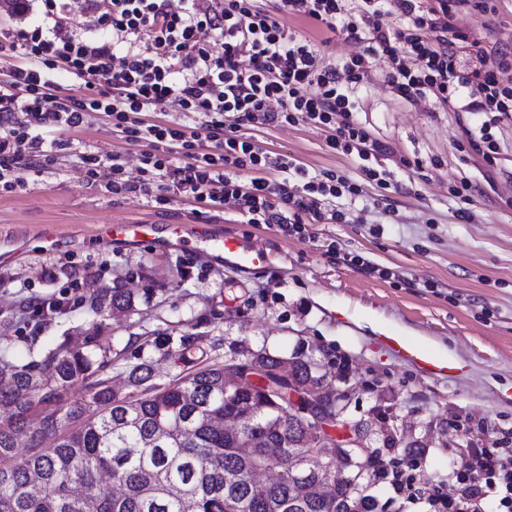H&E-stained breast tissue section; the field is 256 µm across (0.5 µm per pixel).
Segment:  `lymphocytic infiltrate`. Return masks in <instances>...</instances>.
Masks as SVG:
<instances>
[{
    "instance_id": "1",
    "label": "lymphocytic infiltrate",
    "mask_w": 512,
    "mask_h": 512,
    "mask_svg": "<svg viewBox=\"0 0 512 512\" xmlns=\"http://www.w3.org/2000/svg\"><path fill=\"white\" fill-rule=\"evenodd\" d=\"M381 3L362 0L348 15L343 0H109L98 22L112 37L101 41L78 33L68 0H43L50 27L0 23V56L14 60L0 81V191L27 187L15 166L19 157L52 163L65 147L55 131L80 128L101 112L128 141L149 142L150 149L133 172L121 155L81 153L87 178L106 166L112 192L159 190L228 204L248 223L312 238V225L346 222L336 201L359 195V185L332 170L309 174L288 155L259 147L245 130L300 123L320 129L329 148L358 156L366 180L384 184L389 148L354 118L355 92L376 58L388 60L385 80L399 98L430 94L488 114L468 131L466 144L494 163L491 129L512 114V57L496 52L472 76L455 58L456 46L470 40L456 24L458 11L487 13L492 0H437L429 9L419 0H396L403 19L397 27L385 22ZM285 16L364 44L365 51L340 69L322 64L309 37L285 28ZM204 31L221 51L201 42ZM55 70L78 80V94L53 93ZM161 105L183 112L185 122L145 123L144 113ZM489 501L498 512H512V458L497 448L474 449L469 473H457L452 492L430 498L438 512H485Z\"/></svg>"
}]
</instances>
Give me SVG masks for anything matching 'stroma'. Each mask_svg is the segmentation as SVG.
I'll list each match as a JSON object with an SVG mask.
<instances>
[{"mask_svg":"<svg viewBox=\"0 0 512 512\" xmlns=\"http://www.w3.org/2000/svg\"><path fill=\"white\" fill-rule=\"evenodd\" d=\"M459 25L482 45L512 51V0H495L493 13L461 12ZM287 29L313 34L324 62L343 64L357 44L288 17ZM385 61L372 62L357 91L356 118L390 145L383 166L388 188L364 181L357 156L334 152L325 132L298 124L254 130L261 148L293 157L310 173L333 170L359 183L352 224H318L315 237L284 236L276 226L246 223L230 206L179 195L157 203L141 193L107 190V174L87 179L75 155L120 154L135 168L146 143H132L96 112L75 130L56 161L35 173L29 160L26 190L0 193V333L7 354L24 364L87 321L83 301L38 330L22 304L68 291L65 272L91 264L101 288L134 292L132 311L109 319L116 356L105 368L112 382L146 362L158 382L180 368L168 354L184 332L199 334L214 359L232 362L267 350L309 361L328 381L354 390L348 419L390 414L405 440L394 455L409 487L394 493L378 477L370 489L385 512H431L427 498L447 492L448 474L470 448H512V119L494 128L496 166L461 152L464 130L482 115L455 111L428 96L397 97L384 80ZM420 167H413V160ZM471 182L469 205L451 198V182ZM468 207L462 223L457 209ZM108 224H151L149 241L100 244ZM171 224L202 226L268 254L265 266L218 261L209 245L189 235L168 247ZM357 252L405 272L402 280L366 275L327 254L328 245ZM397 337L419 350L405 357L384 345Z\"/></svg>","mask_w":512,"mask_h":512,"instance_id":"stroma-1","label":"stroma"}]
</instances>
